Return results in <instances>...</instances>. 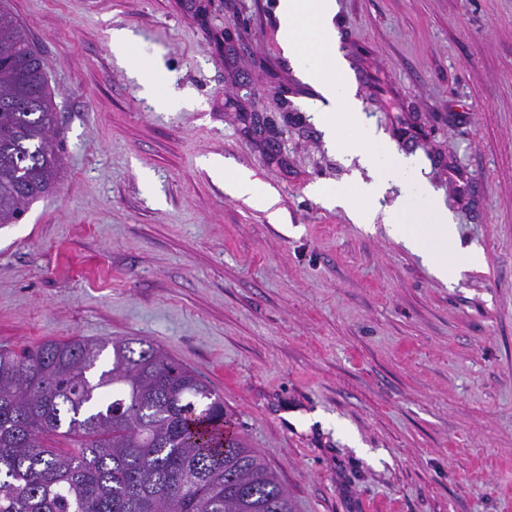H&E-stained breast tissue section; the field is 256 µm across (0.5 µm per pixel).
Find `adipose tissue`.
<instances>
[{
    "mask_svg": "<svg viewBox=\"0 0 512 512\" xmlns=\"http://www.w3.org/2000/svg\"><path fill=\"white\" fill-rule=\"evenodd\" d=\"M423 207L410 212L406 207L394 209L389 220L391 234L406 248L419 255L441 280H453L466 266L481 262L476 248H460L455 224L448 211L430 192L422 194Z\"/></svg>",
    "mask_w": 512,
    "mask_h": 512,
    "instance_id": "1",
    "label": "adipose tissue"
}]
</instances>
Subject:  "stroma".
I'll list each match as a JSON object with an SVG mask.
<instances>
[{
  "label": "stroma",
  "mask_w": 512,
  "mask_h": 512,
  "mask_svg": "<svg viewBox=\"0 0 512 512\" xmlns=\"http://www.w3.org/2000/svg\"><path fill=\"white\" fill-rule=\"evenodd\" d=\"M45 62L61 177L0 225V347L142 338L224 398L293 512H512V0H336L347 89L481 265L440 281L323 191L332 147L279 0H5ZM158 64L157 107L109 47ZM249 173L279 218L204 164Z\"/></svg>",
  "instance_id": "35a3bbf8"
}]
</instances>
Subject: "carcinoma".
Wrapping results in <instances>:
<instances>
[{
	"label": "carcinoma",
	"instance_id": "carcinoma-1",
	"mask_svg": "<svg viewBox=\"0 0 512 512\" xmlns=\"http://www.w3.org/2000/svg\"><path fill=\"white\" fill-rule=\"evenodd\" d=\"M42 57L0 5V224L63 166ZM139 345L135 349L132 344ZM112 366L93 381L104 350ZM0 512H292L224 398L143 339L0 348Z\"/></svg>",
	"mask_w": 512,
	"mask_h": 512
}]
</instances>
